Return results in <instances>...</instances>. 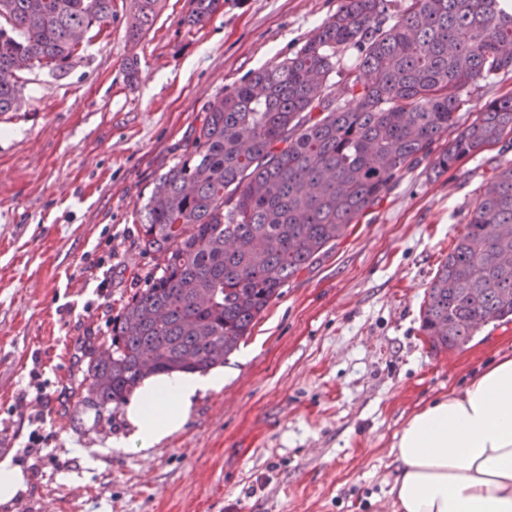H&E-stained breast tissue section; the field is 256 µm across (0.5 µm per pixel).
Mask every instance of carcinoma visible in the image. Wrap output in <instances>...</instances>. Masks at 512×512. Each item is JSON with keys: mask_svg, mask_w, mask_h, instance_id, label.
<instances>
[{"mask_svg": "<svg viewBox=\"0 0 512 512\" xmlns=\"http://www.w3.org/2000/svg\"><path fill=\"white\" fill-rule=\"evenodd\" d=\"M131 38L157 0H132ZM340 0L292 56L209 100L182 159L140 212L156 273L112 321V356L90 352L88 400L119 404L146 376L222 364L288 278L347 236L412 164L445 173L489 147L512 148V94L491 100L454 137L472 86L512 74V13L503 0ZM221 0H196L207 22ZM112 0H0V115L19 110L32 68L64 75L76 31L97 37ZM356 64L342 96L327 82L341 53ZM512 159L483 184L470 219L428 288L420 330L435 352L466 347L512 320Z\"/></svg>", "mask_w": 512, "mask_h": 512, "instance_id": "carcinoma-1", "label": "carcinoma"}]
</instances>
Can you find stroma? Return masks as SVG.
Instances as JSON below:
<instances>
[{"label": "stroma", "instance_id": "obj_1", "mask_svg": "<svg viewBox=\"0 0 512 512\" xmlns=\"http://www.w3.org/2000/svg\"><path fill=\"white\" fill-rule=\"evenodd\" d=\"M340 0H158L130 40L131 0L63 76L28 74L0 115V457L30 488L0 512H393L395 436L427 402L512 357V321L432 353L425 293L504 156L458 169L411 165L345 238L288 279L202 395L150 456L100 453L121 406L84 402V356L154 260L139 211L214 96L291 56ZM136 62V81L126 66Z\"/></svg>", "mask_w": 512, "mask_h": 512}]
</instances>
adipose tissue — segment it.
<instances>
[{
    "mask_svg": "<svg viewBox=\"0 0 512 512\" xmlns=\"http://www.w3.org/2000/svg\"><path fill=\"white\" fill-rule=\"evenodd\" d=\"M224 370L145 377L124 400L118 445L149 456L188 422ZM389 488L395 512H512V358L417 412L395 437Z\"/></svg>",
    "mask_w": 512,
    "mask_h": 512,
    "instance_id": "ef3b65f1",
    "label": "adipose tissue"
}]
</instances>
